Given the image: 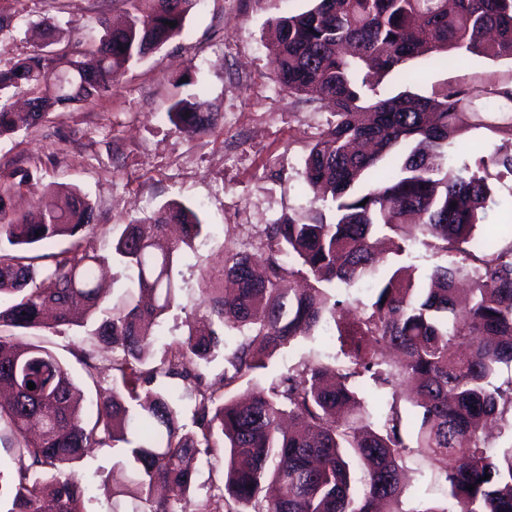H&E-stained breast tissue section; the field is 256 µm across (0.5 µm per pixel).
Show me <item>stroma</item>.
Segmentation results:
<instances>
[{
	"label": "stroma",
	"instance_id": "35a3bbf8",
	"mask_svg": "<svg viewBox=\"0 0 512 512\" xmlns=\"http://www.w3.org/2000/svg\"><path fill=\"white\" fill-rule=\"evenodd\" d=\"M307 5L308 0H201L182 34L130 63L109 98L72 112L53 110L40 124L0 138V176L20 169L30 174L12 208L23 212L47 202L46 187L52 183L78 189L98 214L96 225L80 239L88 251L110 255L117 225L166 201L198 211L205 227L183 251L176 270L180 304L164 316L153 357H162L185 333L186 321L205 314L201 276L221 266L226 250H255L266 225L315 208L304 192L303 158L333 116L328 106L303 102L274 80L268 50L271 19ZM0 10L13 18L11 28L0 32V67L42 47L53 54L72 51L77 40L98 33V19L113 20L122 12L118 0H0ZM406 68L422 71V78L408 83L390 77L380 95L405 90L428 95L447 84L512 79L508 60L474 57L437 68L412 61ZM197 89L207 111L219 117L215 131L178 128L168 118L170 105ZM334 334L330 326L281 349L254 380L266 387L301 363L335 364L340 351ZM44 338L66 361L85 406L94 405L99 392L111 391V350L99 349L98 381L92 384L72 354L90 344L82 329L61 326ZM123 455L120 448H99L76 466V475L90 488L85 512H112L104 478ZM406 464L404 512L422 501H446V488L429 460L412 455Z\"/></svg>",
	"mask_w": 512,
	"mask_h": 512
}]
</instances>
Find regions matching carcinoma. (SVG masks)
Masks as SVG:
<instances>
[{"label":"carcinoma","mask_w":512,"mask_h":512,"mask_svg":"<svg viewBox=\"0 0 512 512\" xmlns=\"http://www.w3.org/2000/svg\"><path fill=\"white\" fill-rule=\"evenodd\" d=\"M125 21L56 56L40 50L0 68V95L21 89L39 111L0 103V137L36 124L56 106L78 109L112 94L125 68L178 36L199 0H120ZM271 21L270 65L278 83L307 102H324L334 120L304 158L306 191L331 200L330 214L288 216L264 230L256 253L229 249L202 277L209 324L187 333L163 358L145 351L160 317L179 300L175 266L203 223L176 200L124 225L112 259L125 288L102 320L97 270L106 257L77 239L96 220L88 198L52 188V209L17 214L12 196L27 175L0 178V422L14 466L0 470L6 512H84L89 487L74 468L93 448L125 449L112 468V496L135 512H177L198 467L223 464L224 489L201 512H378L404 494L405 458L431 460L448 489L444 508L394 512H512V237H476L494 195L490 169L512 175V84L445 87L430 96L372 98L407 61L460 64L467 57L512 61V0H311ZM173 22L170 27L166 22ZM177 127L211 130L215 114L191 98L169 110ZM468 127L502 136L474 162L458 160L455 138ZM410 151L386 163L400 148ZM365 205H360V202ZM399 255L420 243L446 258L424 278L380 262L373 237ZM60 239L70 247L39 254ZM367 281L370 304L354 313L336 294ZM55 325L91 327L94 348L73 356L97 383L95 346L112 349V395L83 411L79 389L59 356L23 337ZM332 323L346 361L304 363L267 388L224 389L267 367L274 352ZM248 334L225 356L217 383L191 368L228 346L224 327ZM183 381L176 393L168 380ZM390 392L376 418L362 384ZM35 389H28V383ZM413 384L416 423L397 387ZM194 400L192 427L180 402ZM506 445L485 446L488 421ZM490 478H485V475ZM473 485L474 490L465 489Z\"/></svg>","instance_id":"1"}]
</instances>
